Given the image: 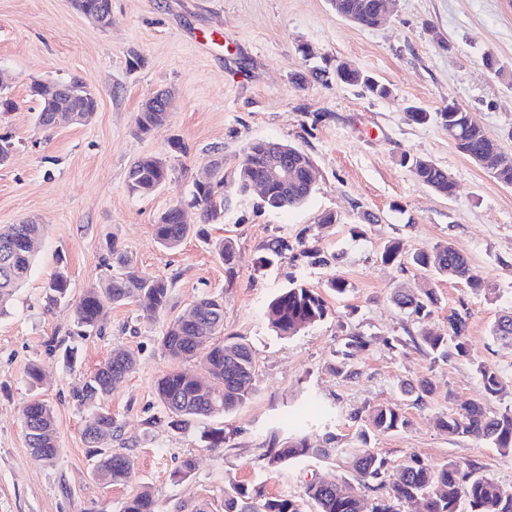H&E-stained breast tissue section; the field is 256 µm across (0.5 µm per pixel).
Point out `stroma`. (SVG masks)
Instances as JSON below:
<instances>
[{
  "label": "stroma",
  "mask_w": 512,
  "mask_h": 512,
  "mask_svg": "<svg viewBox=\"0 0 512 512\" xmlns=\"http://www.w3.org/2000/svg\"><path fill=\"white\" fill-rule=\"evenodd\" d=\"M489 56L502 75L486 69ZM339 61L387 83L391 96L375 98L333 81L295 86V74ZM73 77L96 93L97 111L84 124L42 128L31 83ZM0 82L16 104L0 112V134L17 146L0 166V226L30 220L43 227L31 274L0 315V512H119L140 485L150 487L160 512H195L201 505L224 512V489L232 482L297 497L308 481L336 482L347 468L339 459L267 468L260 456L271 435L301 423L313 445L355 448L368 410L380 404L399 406L410 421L401 433L370 438L369 449L392 466L412 454L435 466L474 460L512 492V453L448 437L438 425L481 396V362L501 378L490 409L512 408V346L489 333L512 311V186L473 165L447 127L416 125L406 116L411 105L434 113L457 102L512 156V0H393L375 28L336 16L330 0H112L106 28L70 0H0ZM159 88L173 93L169 118L138 135L136 115ZM175 138L187 153L172 151ZM260 139L312 158L318 176L307 202L271 212L259 208L257 192H233L223 223L202 224L188 210L192 232L181 247L158 245V217L187 199L214 157L233 170L247 144ZM407 153L446 169L454 195L442 197L415 178L402 163ZM146 154L166 161L171 180L152 195L134 196L127 172ZM327 211L339 223L320 224ZM227 237L237 251L231 275L215 250ZM274 238L289 249L270 261L265 246ZM393 238L402 261L382 264L383 246ZM445 241L497 292L487 298L465 284L437 281L431 317L413 320L392 296L427 284L410 258ZM312 246L318 256H304ZM115 250L146 275L169 279L170 303L150 318L136 304L105 303L99 330L80 334L69 305L48 304L46 285L64 267L70 297L79 299L98 284L102 259ZM336 276L345 279V294L329 290ZM295 282L319 292L328 314L281 338L269 326L266 305ZM206 293L224 298V336L254 351L256 394L231 414L174 432L152 422L161 413L155 382L172 369L198 373L202 365L197 357L173 361L160 338ZM456 313L467 317L471 359H435L410 344L385 343L446 330ZM355 333L371 342L354 351L358 374L346 377L334 369L335 354ZM52 340L75 348L74 368L49 349ZM117 347L135 352L139 363L105 404L119 426L110 446L132 457L135 476L131 484L107 486L94 478L83 438L90 413L73 405L71 392ZM33 363L44 373L35 388L26 376ZM422 378L436 389L423 405L401 388ZM34 399L57 416L60 453L50 466L31 454L21 423ZM207 427L223 428V448H207ZM188 456L196 460L193 474L175 479Z\"/></svg>",
  "instance_id": "1"
}]
</instances>
